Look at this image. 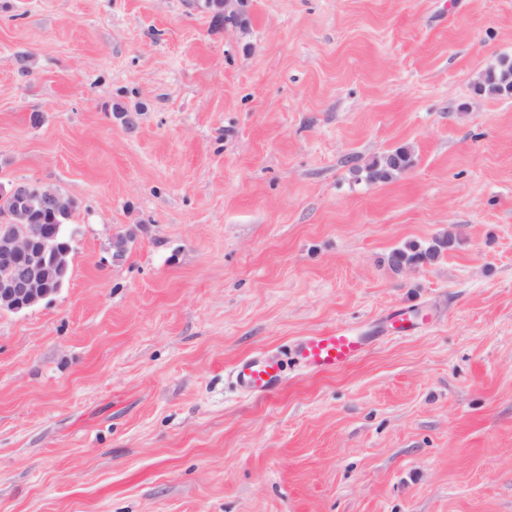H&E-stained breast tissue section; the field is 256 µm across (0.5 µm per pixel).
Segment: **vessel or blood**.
Wrapping results in <instances>:
<instances>
[{"label":"vessel or blood","instance_id":"obj_1","mask_svg":"<svg viewBox=\"0 0 512 512\" xmlns=\"http://www.w3.org/2000/svg\"><path fill=\"white\" fill-rule=\"evenodd\" d=\"M370 344L369 337L357 335L341 324L298 339L293 354L310 371L338 370L358 359ZM282 371L283 361L279 357L254 354L241 359L234 366L232 376L242 393L263 397L278 388Z\"/></svg>","mask_w":512,"mask_h":512}]
</instances>
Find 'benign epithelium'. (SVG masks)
Instances as JSON below:
<instances>
[{"instance_id":"benign-epithelium-1","label":"benign epithelium","mask_w":512,"mask_h":512,"mask_svg":"<svg viewBox=\"0 0 512 512\" xmlns=\"http://www.w3.org/2000/svg\"><path fill=\"white\" fill-rule=\"evenodd\" d=\"M34 187L24 181L8 191L17 200L11 222L21 224V230L0 237V312H21L54 295L66 272V252L58 249L54 225L25 223L21 205ZM44 202L55 213L72 205L55 189L45 192Z\"/></svg>"}]
</instances>
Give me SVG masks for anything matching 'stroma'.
<instances>
[{"label": "stroma", "instance_id": "stroma-1", "mask_svg": "<svg viewBox=\"0 0 512 512\" xmlns=\"http://www.w3.org/2000/svg\"><path fill=\"white\" fill-rule=\"evenodd\" d=\"M245 11L0 0V187L75 203L68 279L0 312V512H512V95L475 90L512 0ZM413 308L346 369L233 384ZM413 165V157L406 148L390 151L374 160L367 167V178L370 181H386ZM454 238L450 234L436 237L426 247L417 245L405 249H396L392 252L389 262L393 268H400L404 265L417 264L426 261H433L452 249ZM282 371L283 361L278 356L253 354L234 366L232 376L242 393L263 397L278 388Z\"/></svg>", "mask_w": 512, "mask_h": 512}]
</instances>
